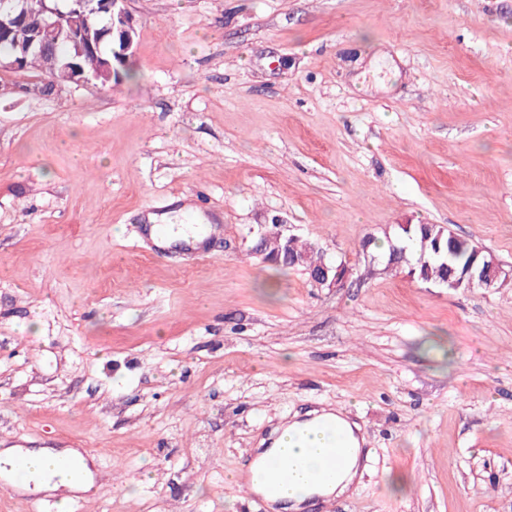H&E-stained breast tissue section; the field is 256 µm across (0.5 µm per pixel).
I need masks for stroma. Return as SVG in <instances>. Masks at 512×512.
<instances>
[{
	"instance_id": "1",
	"label": "stroma",
	"mask_w": 512,
	"mask_h": 512,
	"mask_svg": "<svg viewBox=\"0 0 512 512\" xmlns=\"http://www.w3.org/2000/svg\"><path fill=\"white\" fill-rule=\"evenodd\" d=\"M132 77L0 71V448H78L69 512H270L240 472L349 410L357 491L310 512H512V283L361 244L440 224L512 269V0H129ZM221 225L155 251L176 198ZM351 270L281 271L272 225Z\"/></svg>"
}]
</instances>
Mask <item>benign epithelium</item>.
I'll return each instance as SVG.
<instances>
[{"mask_svg": "<svg viewBox=\"0 0 512 512\" xmlns=\"http://www.w3.org/2000/svg\"><path fill=\"white\" fill-rule=\"evenodd\" d=\"M9 9L0 17V42L12 46L10 52L0 55V70L26 69V57L35 51H45L48 43L60 39L68 42L73 53L61 66L50 64L46 73L54 83L84 85L92 83L85 69L84 60L93 54L99 60L98 73L114 72V64L125 63L134 53L137 28L127 9L128 0H82L89 10L104 16L106 25L96 31L88 30L83 24L82 9L59 7V0H39L38 6L32 0H10ZM112 43V57L102 55L103 42ZM331 267L323 264L317 271L310 272V281L317 287L342 288L347 279L330 277Z\"/></svg>", "mask_w": 512, "mask_h": 512, "instance_id": "7a95c632", "label": "benign epithelium"}]
</instances>
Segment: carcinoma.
<instances>
[{
  "label": "carcinoma",
  "instance_id": "1",
  "mask_svg": "<svg viewBox=\"0 0 512 512\" xmlns=\"http://www.w3.org/2000/svg\"><path fill=\"white\" fill-rule=\"evenodd\" d=\"M261 249L265 261L282 269L315 270L325 263L349 272L343 262L325 258L313 244L301 239L287 241L276 231L261 238ZM362 250L384 261L387 270L402 271L421 283L452 290L469 287L465 272L470 264L483 266L495 261L491 254L478 251L465 238L449 236L437 224H401L395 237L384 244L370 237Z\"/></svg>",
  "mask_w": 512,
  "mask_h": 512
}]
</instances>
